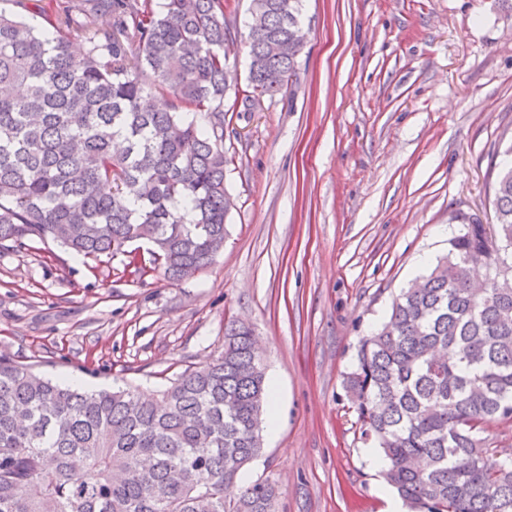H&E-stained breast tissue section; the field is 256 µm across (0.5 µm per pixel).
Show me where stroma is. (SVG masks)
<instances>
[{"label":"stroma","mask_w":512,"mask_h":512,"mask_svg":"<svg viewBox=\"0 0 512 512\" xmlns=\"http://www.w3.org/2000/svg\"><path fill=\"white\" fill-rule=\"evenodd\" d=\"M250 0H231L224 53L248 76ZM290 90L224 115L234 197L224 249L172 283L125 256L57 244L0 251V353L81 386L170 385L251 323L276 379V429L224 489L258 479L278 512H388L395 491L343 389L361 337L448 251L457 213L493 221L512 146V8L505 0H304ZM447 235H440V228Z\"/></svg>","instance_id":"1"}]
</instances>
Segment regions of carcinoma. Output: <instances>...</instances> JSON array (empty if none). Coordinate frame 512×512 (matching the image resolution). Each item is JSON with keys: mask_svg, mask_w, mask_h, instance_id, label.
<instances>
[{"mask_svg": "<svg viewBox=\"0 0 512 512\" xmlns=\"http://www.w3.org/2000/svg\"><path fill=\"white\" fill-rule=\"evenodd\" d=\"M0 8V248L57 243L99 260L150 245L192 278L222 251L228 93L253 106L288 87L303 0H251L247 83L230 76L229 0H34ZM43 16L44 24L34 18ZM83 38L73 46L71 34ZM155 91L164 110L147 105ZM495 223L459 214L448 254L393 300L344 376L363 436L410 512H512V454L480 437L512 421V146ZM486 270L476 294L470 271ZM269 402L251 326L158 395L73 388L0 355V512H276V489L224 482L259 456Z\"/></svg>", "mask_w": 512, "mask_h": 512, "instance_id": "1", "label": "carcinoma"}]
</instances>
